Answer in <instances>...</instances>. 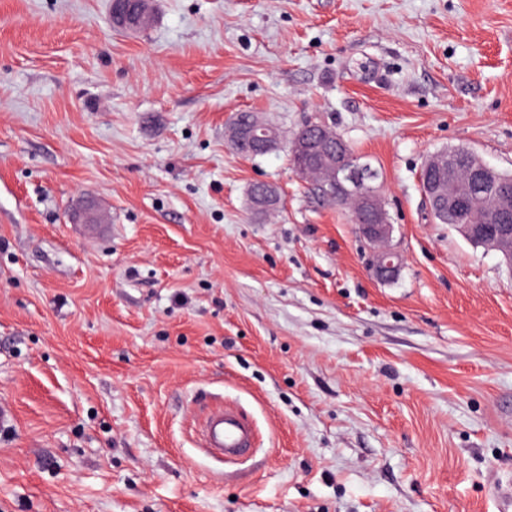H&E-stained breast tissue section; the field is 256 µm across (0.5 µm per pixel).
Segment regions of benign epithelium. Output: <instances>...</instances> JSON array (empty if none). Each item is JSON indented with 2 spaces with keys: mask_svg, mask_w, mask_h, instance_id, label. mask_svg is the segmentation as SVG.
Wrapping results in <instances>:
<instances>
[{
  "mask_svg": "<svg viewBox=\"0 0 512 512\" xmlns=\"http://www.w3.org/2000/svg\"><path fill=\"white\" fill-rule=\"evenodd\" d=\"M128 0H113L112 24L134 28L145 16V10L137 12L126 7ZM229 137L235 148L245 147L254 152L267 150L278 140V132L271 126L253 118L246 124L230 125ZM297 170L304 174L306 160L313 156L321 158V183L317 184L323 198L336 200L347 205L354 198L363 203L355 213L354 221L363 238L380 245L374 253L370 270L374 277L387 281L395 278L402 265V257L389 245L392 235L387 212L379 193L380 183L377 171L363 161L362 157L350 151L336 135L323 125L310 134L295 135L289 146ZM472 183L484 181L487 166L479 158L471 159L465 168ZM459 171H448V182L430 181L421 186L433 218L442 221L452 215L460 220L455 229L471 244L498 252L505 263L512 268V191L504 193L498 203L496 225L476 224L468 217L475 210V200L459 195L455 186Z\"/></svg>",
  "mask_w": 512,
  "mask_h": 512,
  "instance_id": "benign-epithelium-1",
  "label": "benign epithelium"
}]
</instances>
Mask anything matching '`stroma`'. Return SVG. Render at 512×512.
I'll list each match as a JSON object with an SVG mask.
<instances>
[{"label": "stroma", "mask_w": 512, "mask_h": 512, "mask_svg": "<svg viewBox=\"0 0 512 512\" xmlns=\"http://www.w3.org/2000/svg\"><path fill=\"white\" fill-rule=\"evenodd\" d=\"M110 5L0 0V512H497L512 270L419 181L457 147L512 173V0ZM309 121L380 169L394 280L292 166ZM215 404L247 460L202 452ZM128 0H114L112 5V24L124 28H134L146 15L141 8L137 13L126 7ZM250 112H239L234 117V123L230 124L229 137L236 149L248 148L251 152L270 149L278 140V132L268 124L252 118L246 124L237 125L240 118H247ZM204 453L219 461H239L255 450L251 422L239 410L229 407L212 409L199 423Z\"/></svg>", "instance_id": "obj_1"}]
</instances>
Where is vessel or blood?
I'll list each match as a JSON object with an SVG mask.
<instances>
[{
  "instance_id": "1",
  "label": "vessel or blood",
  "mask_w": 512,
  "mask_h": 512,
  "mask_svg": "<svg viewBox=\"0 0 512 512\" xmlns=\"http://www.w3.org/2000/svg\"><path fill=\"white\" fill-rule=\"evenodd\" d=\"M204 453L219 461L248 458L255 449L251 422L239 410L229 407L212 409L199 423Z\"/></svg>"
}]
</instances>
